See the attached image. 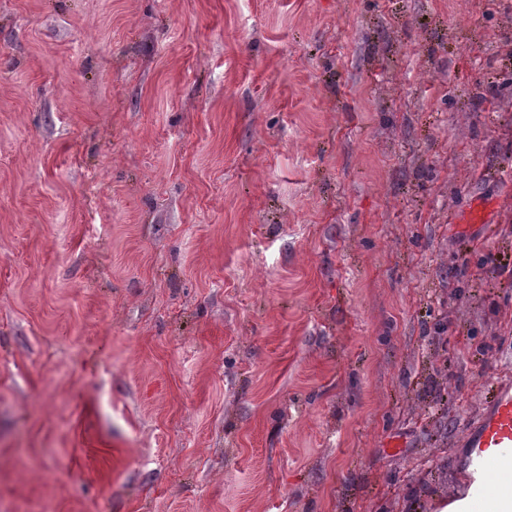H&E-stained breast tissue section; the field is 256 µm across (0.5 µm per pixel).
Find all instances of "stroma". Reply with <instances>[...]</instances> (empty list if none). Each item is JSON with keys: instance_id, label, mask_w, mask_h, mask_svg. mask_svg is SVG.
Listing matches in <instances>:
<instances>
[{"instance_id": "35a3bbf8", "label": "stroma", "mask_w": 512, "mask_h": 512, "mask_svg": "<svg viewBox=\"0 0 512 512\" xmlns=\"http://www.w3.org/2000/svg\"><path fill=\"white\" fill-rule=\"evenodd\" d=\"M490 254L512 0H0V512H435Z\"/></svg>"}]
</instances>
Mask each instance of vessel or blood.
I'll return each instance as SVG.
<instances>
[{"label": "vessel or blood", "mask_w": 512, "mask_h": 512, "mask_svg": "<svg viewBox=\"0 0 512 512\" xmlns=\"http://www.w3.org/2000/svg\"><path fill=\"white\" fill-rule=\"evenodd\" d=\"M468 465L481 474L497 462L512 460V377H498L487 393L485 408L465 431Z\"/></svg>", "instance_id": "obj_1"}]
</instances>
